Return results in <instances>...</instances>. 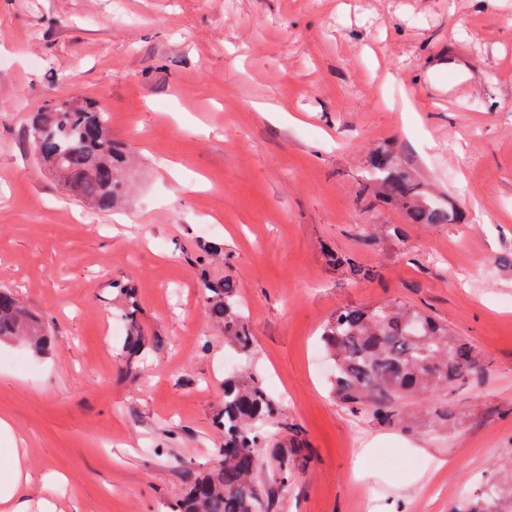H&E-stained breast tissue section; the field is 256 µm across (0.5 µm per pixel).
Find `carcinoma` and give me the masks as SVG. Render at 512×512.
Returning <instances> with one entry per match:
<instances>
[{
    "label": "carcinoma",
    "instance_id": "obj_1",
    "mask_svg": "<svg viewBox=\"0 0 512 512\" xmlns=\"http://www.w3.org/2000/svg\"><path fill=\"white\" fill-rule=\"evenodd\" d=\"M30 140L37 161L58 186L107 212L127 196L128 150L112 140L109 113L83 98H72L36 113ZM366 186L384 194L416 224H450L452 207L437 205L421 182L398 169L387 150L370 159ZM205 311L224 330V342L242 355L252 352L254 336L237 287L228 276L204 280ZM22 338L41 348L47 330L19 303L0 290V340ZM336 367L334 390L351 410L383 419L393 417L388 397L440 390L463 381L478 361L473 344L448 331L429 315L398 303L336 311L322 332ZM278 414L276 403L256 378L224 379V408L217 425L224 433L222 459L189 482L172 512H270L278 491L288 490L293 473L288 449L264 485L257 480L258 451L267 443L260 427Z\"/></svg>",
    "mask_w": 512,
    "mask_h": 512
}]
</instances>
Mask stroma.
<instances>
[{"label":"stroma","instance_id":"35a3bbf8","mask_svg":"<svg viewBox=\"0 0 512 512\" xmlns=\"http://www.w3.org/2000/svg\"><path fill=\"white\" fill-rule=\"evenodd\" d=\"M75 95L135 152L126 223L36 163L33 113ZM381 145L457 223L361 201ZM206 274L236 281L249 356L211 325ZM0 288L50 331L0 341L27 512H169L217 462L228 358L279 408L261 468L305 447L278 512H455L512 482V0H0ZM384 302L481 353L389 420L344 407L321 342L337 309Z\"/></svg>","mask_w":512,"mask_h":512}]
</instances>
